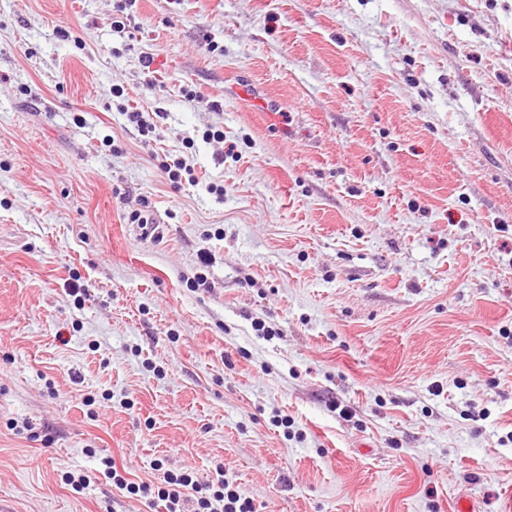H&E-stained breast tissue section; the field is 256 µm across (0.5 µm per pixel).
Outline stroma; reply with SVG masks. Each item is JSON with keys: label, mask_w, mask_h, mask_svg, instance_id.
<instances>
[{"label": "stroma", "mask_w": 512, "mask_h": 512, "mask_svg": "<svg viewBox=\"0 0 512 512\" xmlns=\"http://www.w3.org/2000/svg\"><path fill=\"white\" fill-rule=\"evenodd\" d=\"M118 5L0 0L5 512H500L512 0ZM104 475L112 479V483L130 494L154 501L156 498L163 503L166 512H187L185 506L193 503L192 512H255L253 501L233 488V484L224 478V472H217L216 487L214 483L202 485L193 480L190 474L167 476L166 486L153 489L151 485L142 483L137 486L128 483L117 468L112 458H104ZM154 496V497H153ZM157 496V497H156Z\"/></svg>", "instance_id": "stroma-1"}]
</instances>
